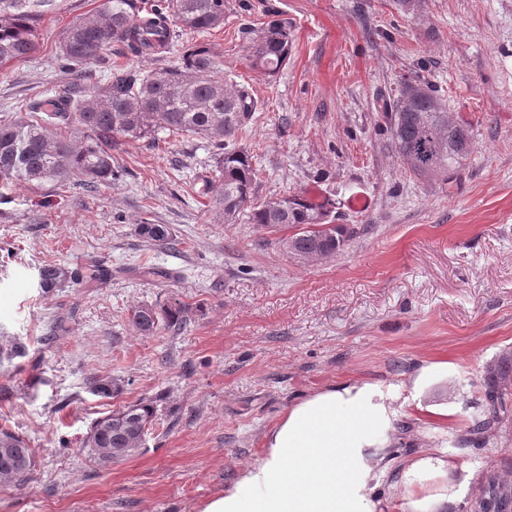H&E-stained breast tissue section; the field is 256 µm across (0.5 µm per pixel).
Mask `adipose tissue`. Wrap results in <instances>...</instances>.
I'll return each instance as SVG.
<instances>
[{
	"instance_id": "ef3b65f1",
	"label": "adipose tissue",
	"mask_w": 512,
	"mask_h": 512,
	"mask_svg": "<svg viewBox=\"0 0 512 512\" xmlns=\"http://www.w3.org/2000/svg\"><path fill=\"white\" fill-rule=\"evenodd\" d=\"M387 418L370 385L297 403L269 433L262 458L202 512H382L373 488L380 452L363 433Z\"/></svg>"
}]
</instances>
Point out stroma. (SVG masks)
<instances>
[{"label": "stroma", "instance_id": "stroma-1", "mask_svg": "<svg viewBox=\"0 0 512 512\" xmlns=\"http://www.w3.org/2000/svg\"><path fill=\"white\" fill-rule=\"evenodd\" d=\"M100 3L57 0L31 57L0 66V116L73 82L60 38ZM277 16L293 52L271 79L251 68L243 31ZM196 44L259 101L238 139L256 162V201L305 191L356 234L317 262L246 220L214 223L194 189L213 175V152L188 135L126 144L109 184L0 185V425L35 460L0 485V512H201L261 458L290 407L343 384L389 396V424L366 433L385 449L383 512H414L404 467L416 456L472 473L439 512H466L487 473L512 484V421L454 446L489 407L487 368L512 355V0H425L416 16L389 0H225L223 27L112 63L159 69ZM412 75L472 136L444 180L399 164L377 110ZM146 218L170 228L171 245L139 235ZM49 263L95 276L47 295L38 270ZM148 266L169 278L144 277ZM172 298L189 307L178 330H134L135 307ZM15 345L25 357L6 358ZM97 375L122 380L121 393L90 394ZM142 398L156 407L143 447L96 465L82 447L92 422Z\"/></svg>", "mask_w": 512, "mask_h": 512}]
</instances>
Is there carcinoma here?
<instances>
[{"label":"carcinoma","mask_w":512,"mask_h":512,"mask_svg":"<svg viewBox=\"0 0 512 512\" xmlns=\"http://www.w3.org/2000/svg\"><path fill=\"white\" fill-rule=\"evenodd\" d=\"M55 0H0V65L22 62L37 49L38 31L54 10ZM224 26V0H107L95 14L73 21L62 33L60 62L85 75L90 66L107 69L104 84L76 80L61 93L29 100L17 116L0 117V181L92 187L112 180L114 152L137 141H155L161 133L186 134L207 141L216 151L213 178H200L198 193L209 200L214 222L233 224L240 214L265 228L296 230L280 240L289 253L328 258L356 233L329 228V201L315 204L301 194L252 202L256 167L253 156L237 145L243 128L257 111L258 100L245 86L219 78L224 60L205 44L181 51L176 64L148 72L110 69L112 54L136 57L169 53L176 29L204 32ZM250 66L276 77L288 64L293 41L286 19H275L247 32ZM381 111L389 124L400 164L425 180L448 179L471 153V137L427 81L403 83L392 104ZM140 234L164 248L169 228L147 221ZM84 278L80 268L52 264L39 271V288L52 293ZM185 308L179 302L142 304L131 322L141 335H156L179 325ZM490 410L475 419L457 440L461 449L480 445L475 434L509 422L512 413V359L501 358L487 370ZM88 391L109 398L120 383L93 376ZM155 417L151 401L140 399L93 422L85 441L91 459L106 465L134 455L144 444ZM32 449L26 439L0 425V484L21 481L31 471ZM475 498L488 503L484 512H512V486L495 474L486 476Z\"/></svg>","instance_id":"1"}]
</instances>
